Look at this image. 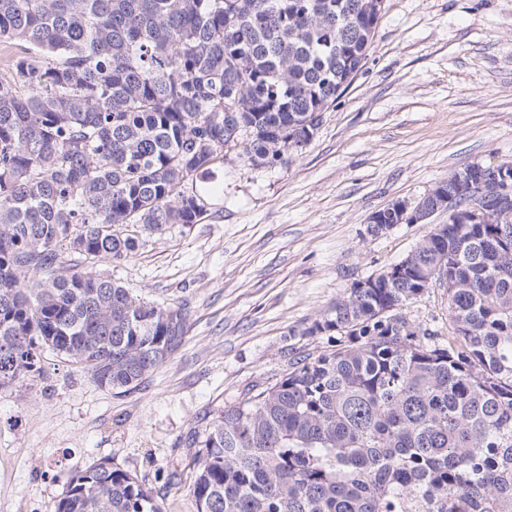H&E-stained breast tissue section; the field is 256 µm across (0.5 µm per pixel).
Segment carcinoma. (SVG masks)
<instances>
[{
  "label": "carcinoma",
  "instance_id": "cac0c4a2",
  "mask_svg": "<svg viewBox=\"0 0 512 512\" xmlns=\"http://www.w3.org/2000/svg\"><path fill=\"white\" fill-rule=\"evenodd\" d=\"M374 0H0V384L54 353L130 394L191 328L108 276L129 225L195 224L185 182L286 160L366 59ZM466 175L439 181L430 208ZM306 331L326 337L224 406L197 448V512H512V223L425 235ZM448 285L444 338L405 308ZM56 512H164L110 462L72 475Z\"/></svg>",
  "mask_w": 512,
  "mask_h": 512
}]
</instances>
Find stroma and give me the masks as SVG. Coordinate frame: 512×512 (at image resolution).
I'll list each match as a JSON object with an SVG mask.
<instances>
[{"mask_svg":"<svg viewBox=\"0 0 512 512\" xmlns=\"http://www.w3.org/2000/svg\"><path fill=\"white\" fill-rule=\"evenodd\" d=\"M225 153L193 182L219 188L198 223L137 230L132 256L96 265L134 295L186 306L184 345L126 395L49 351L43 377L0 388V512H55L67 479L103 460L165 512H197L190 434L299 352L323 351L306 328L429 231L376 234L372 213L471 165L512 163V0H384L362 69L306 145L262 168ZM406 313L447 334L445 288Z\"/></svg>","mask_w":512,"mask_h":512,"instance_id":"obj_1","label":"stroma"}]
</instances>
